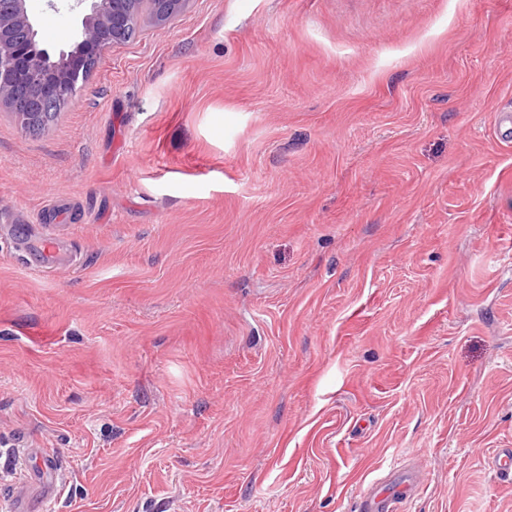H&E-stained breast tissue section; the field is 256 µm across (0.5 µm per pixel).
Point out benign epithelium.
<instances>
[{"mask_svg":"<svg viewBox=\"0 0 512 512\" xmlns=\"http://www.w3.org/2000/svg\"><path fill=\"white\" fill-rule=\"evenodd\" d=\"M28 0H0V111L29 127L71 98L77 84L146 16L173 20L188 0H74L75 40L51 51L38 39Z\"/></svg>","mask_w":512,"mask_h":512,"instance_id":"obj_1","label":"benign epithelium"}]
</instances>
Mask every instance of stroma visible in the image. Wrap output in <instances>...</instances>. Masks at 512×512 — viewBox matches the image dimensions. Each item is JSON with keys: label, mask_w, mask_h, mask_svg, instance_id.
<instances>
[{"label": "stroma", "mask_w": 512, "mask_h": 512, "mask_svg": "<svg viewBox=\"0 0 512 512\" xmlns=\"http://www.w3.org/2000/svg\"><path fill=\"white\" fill-rule=\"evenodd\" d=\"M507 104L512 0H188L0 112V512H512ZM412 489L408 479L372 488L363 494L359 512H396L401 499L410 495Z\"/></svg>", "instance_id": "obj_1"}]
</instances>
